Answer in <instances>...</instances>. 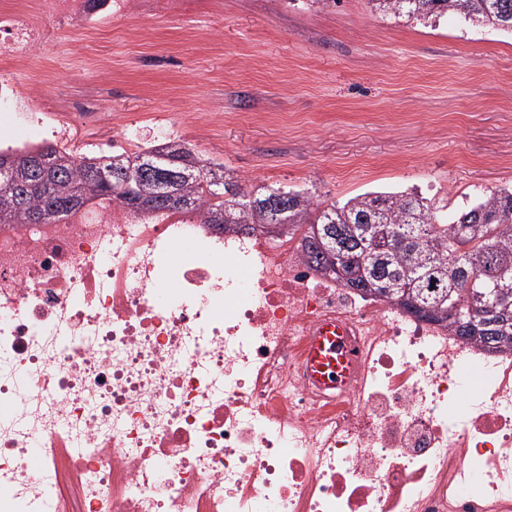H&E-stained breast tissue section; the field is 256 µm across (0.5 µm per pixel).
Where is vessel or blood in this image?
Listing matches in <instances>:
<instances>
[{
    "instance_id": "b4317fda",
    "label": "vessel or blood",
    "mask_w": 512,
    "mask_h": 512,
    "mask_svg": "<svg viewBox=\"0 0 512 512\" xmlns=\"http://www.w3.org/2000/svg\"><path fill=\"white\" fill-rule=\"evenodd\" d=\"M360 364V358L344 339L341 326L324 323L310 345L304 371L317 385L328 388L342 387Z\"/></svg>"
}]
</instances>
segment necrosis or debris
I'll return each instance as SVG.
<instances>
[{
  "instance_id": "necrosis-or-debris-1",
  "label": "necrosis or debris",
  "mask_w": 512,
  "mask_h": 512,
  "mask_svg": "<svg viewBox=\"0 0 512 512\" xmlns=\"http://www.w3.org/2000/svg\"><path fill=\"white\" fill-rule=\"evenodd\" d=\"M88 0H0V85ZM343 322L362 366L315 390L300 363ZM512 512V354L470 347L323 278L299 235L90 204L0 223V512Z\"/></svg>"
}]
</instances>
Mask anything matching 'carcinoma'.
<instances>
[{
  "label": "carcinoma",
  "instance_id": "carcinoma-1",
  "mask_svg": "<svg viewBox=\"0 0 512 512\" xmlns=\"http://www.w3.org/2000/svg\"><path fill=\"white\" fill-rule=\"evenodd\" d=\"M386 16L408 22L453 14L512 32V0H373ZM49 168L35 156L43 149L0 152V166L14 169V183L0 184V222L30 223L48 197L57 207L42 223L55 222L92 202H115L137 216L129 189L150 192L161 181L188 205L156 200L145 212L194 215L201 224H236L243 230L282 219L303 230L306 260L346 288L391 292L410 314L448 326L477 347L512 350V187L485 194L452 217L438 215L416 191L368 192L344 202L321 200L307 189L277 185L243 187L224 166L169 140L131 154L85 155L49 145ZM112 185L97 181L99 172ZM499 288L491 302L482 289ZM472 307L461 323L444 309Z\"/></svg>",
  "mask_w": 512,
  "mask_h": 512
}]
</instances>
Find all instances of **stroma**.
<instances>
[{"label":"stroma","mask_w":512,"mask_h":512,"mask_svg":"<svg viewBox=\"0 0 512 512\" xmlns=\"http://www.w3.org/2000/svg\"><path fill=\"white\" fill-rule=\"evenodd\" d=\"M60 38L70 53L34 55L20 80L52 75L39 118L60 97L94 100L110 123L75 120L82 145L109 132L157 144L175 125L243 183L336 200L411 189L448 213L512 184L511 32L398 22L370 0H163Z\"/></svg>","instance_id":"stroma-1"}]
</instances>
